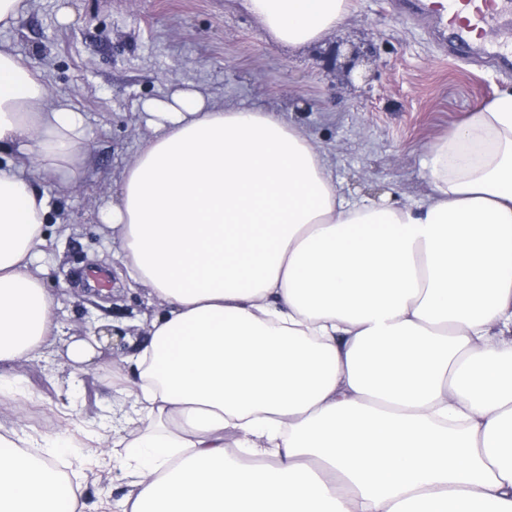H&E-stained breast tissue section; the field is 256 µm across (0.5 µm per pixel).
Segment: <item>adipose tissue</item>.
I'll return each mask as SVG.
<instances>
[{
    "label": "adipose tissue",
    "instance_id": "obj_1",
    "mask_svg": "<svg viewBox=\"0 0 512 512\" xmlns=\"http://www.w3.org/2000/svg\"><path fill=\"white\" fill-rule=\"evenodd\" d=\"M278 44L319 42L348 0H241ZM152 130L103 221L164 301L103 435L43 454L0 434V512H84L47 465L111 462L120 512H512V91L470 112L411 206L350 200L304 127L194 87ZM85 118L0 41V396L61 332L34 258L86 166Z\"/></svg>",
    "mask_w": 512,
    "mask_h": 512
}]
</instances>
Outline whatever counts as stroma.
I'll use <instances>...</instances> for the list:
<instances>
[{"instance_id":"1","label":"stroma","mask_w":512,"mask_h":512,"mask_svg":"<svg viewBox=\"0 0 512 512\" xmlns=\"http://www.w3.org/2000/svg\"><path fill=\"white\" fill-rule=\"evenodd\" d=\"M27 67L46 79L51 99L69 102L86 119L89 163L79 185L51 199L45 232L50 255L42 277L54 295L61 336L13 364L23 417L0 406V428L25 426L50 438L98 425L115 395L111 350L82 365L67 347L95 325L123 324L128 341L146 335L158 303L144 289L114 279V297L84 292L75 274L99 264L124 271L123 253L102 210L115 182L148 135L144 104L192 83L217 101L274 110L305 127L333 165L347 199L388 198L413 204L429 192L428 153L481 103L512 89V71L485 56L442 52L427 11L405 18L396 0H350V15L319 43L291 49L267 37L240 0H31L0 29ZM355 45L358 79L334 59L338 43ZM84 448L66 449L85 512L117 504L127 487L112 470L81 467Z\"/></svg>"}]
</instances>
